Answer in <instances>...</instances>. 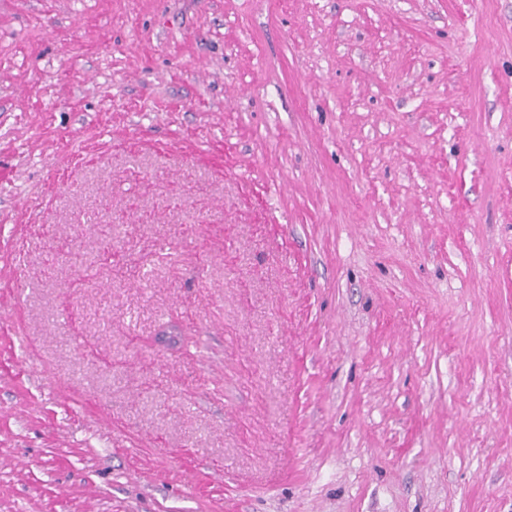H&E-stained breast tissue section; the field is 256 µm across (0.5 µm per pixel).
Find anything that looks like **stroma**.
Wrapping results in <instances>:
<instances>
[{"label": "stroma", "instance_id": "obj_1", "mask_svg": "<svg viewBox=\"0 0 512 512\" xmlns=\"http://www.w3.org/2000/svg\"><path fill=\"white\" fill-rule=\"evenodd\" d=\"M0 512H512V0H0Z\"/></svg>", "mask_w": 512, "mask_h": 512}]
</instances>
